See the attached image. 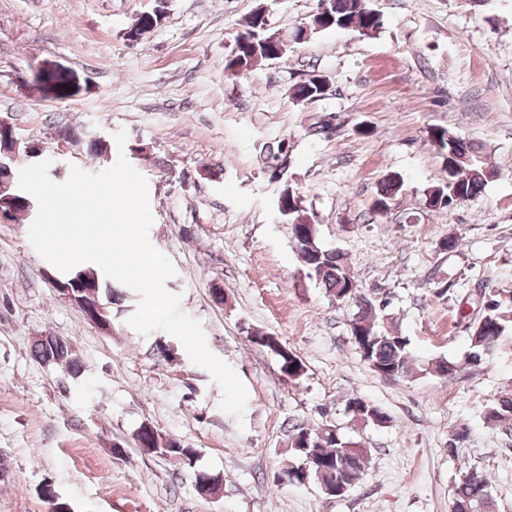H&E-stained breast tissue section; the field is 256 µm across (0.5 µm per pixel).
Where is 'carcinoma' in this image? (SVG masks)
Segmentation results:
<instances>
[{
	"label": "carcinoma",
	"mask_w": 512,
	"mask_h": 512,
	"mask_svg": "<svg viewBox=\"0 0 512 512\" xmlns=\"http://www.w3.org/2000/svg\"><path fill=\"white\" fill-rule=\"evenodd\" d=\"M161 22L157 13L143 15L128 32L129 38L143 35ZM383 25L382 17L370 6V0H334L328 10L313 16L312 30L341 29L371 35ZM283 39L277 33L268 32V23L261 12L254 14L248 29L239 34L235 47L226 61L224 71L228 75H239L251 69L261 60H275L283 51ZM325 85L317 77H310L297 85L294 98L298 102H313L321 97ZM71 140L72 147L91 155L104 156L111 150V145L93 140L74 126H66L59 131ZM433 143L445 152L446 173L442 180L428 191L426 202L429 207L441 211L452 204L468 200L477 195L490 180L493 170L484 166L477 148L457 138L447 130L432 133ZM403 182L395 175H390L378 191L373 204L376 213L390 209L392 201L401 190ZM279 202L293 217L291 238L298 240L304 236L298 249L300 262L305 275L322 284L326 292L336 302L348 304L359 292L356 281L348 269L344 257L336 250L324 248L317 236L316 225L299 216V202L294 194L285 190ZM93 282L83 288L71 281L73 272L59 276L63 287L82 300L81 311L85 319L112 320L111 304L115 303L117 292L110 281L97 269H92ZM484 312L468 326L471 352L469 363L479 364L483 357L492 353L504 336L505 326L499 314V302H483ZM386 305L371 299L356 302V311L351 322L358 323L354 343L364 361L384 377L415 378L423 372L413 362L409 351L410 339L392 329L378 327V321L385 318ZM253 342L266 348L276 356L280 370L288 378L298 381L304 375V364L299 356L277 336H255ZM33 352L42 362L48 364H66L72 367L71 376L79 378L78 368L73 366L70 344L57 336L41 337L34 342ZM345 411L352 418L365 424H383L387 421L384 413L366 400L354 397L348 401ZM486 420L499 426L512 425V398L498 399L485 406ZM137 448L159 457L180 459L190 465L194 461L196 450L182 441L163 439L149 423L142 424L134 434ZM290 448L298 463L290 465L275 474L276 480L292 474L301 477L309 474L312 480L323 479L330 486H343L350 489L360 483L369 463L371 450L360 443L340 435L333 424H325L316 429L294 426L290 430ZM464 480H456L453 486L451 512H488L484 508V495L490 493L491 481L488 474L474 466L464 471Z\"/></svg>",
	"instance_id": "carcinoma-1"
}]
</instances>
